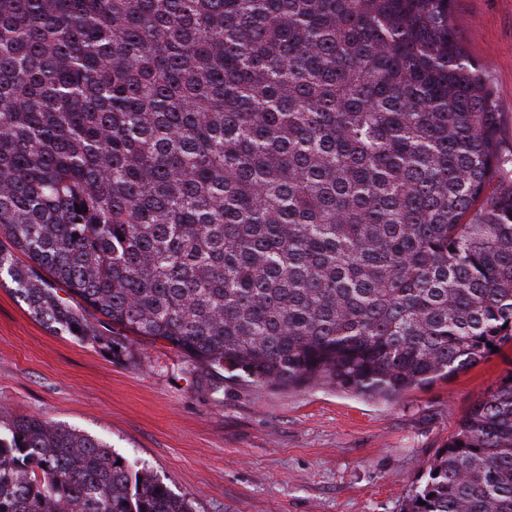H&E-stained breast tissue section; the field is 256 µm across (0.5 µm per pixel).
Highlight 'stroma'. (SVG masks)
I'll return each mask as SVG.
<instances>
[{
    "label": "stroma",
    "mask_w": 512,
    "mask_h": 512,
    "mask_svg": "<svg viewBox=\"0 0 512 512\" xmlns=\"http://www.w3.org/2000/svg\"><path fill=\"white\" fill-rule=\"evenodd\" d=\"M512 148V0H455ZM116 357L34 319L0 281V412L39 416L149 469L195 512H400L471 404L512 371V343L392 402L277 390L196 367L161 340Z\"/></svg>",
    "instance_id": "stroma-1"
}]
</instances>
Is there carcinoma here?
Returning <instances> with one entry per match:
<instances>
[{
	"mask_svg": "<svg viewBox=\"0 0 512 512\" xmlns=\"http://www.w3.org/2000/svg\"><path fill=\"white\" fill-rule=\"evenodd\" d=\"M453 4L0 0V276L114 355L274 388L393 401L476 365L512 341V151ZM0 512L194 510L1 412ZM401 512H512V372Z\"/></svg>",
	"mask_w": 512,
	"mask_h": 512,
	"instance_id": "1",
	"label": "carcinoma"
}]
</instances>
